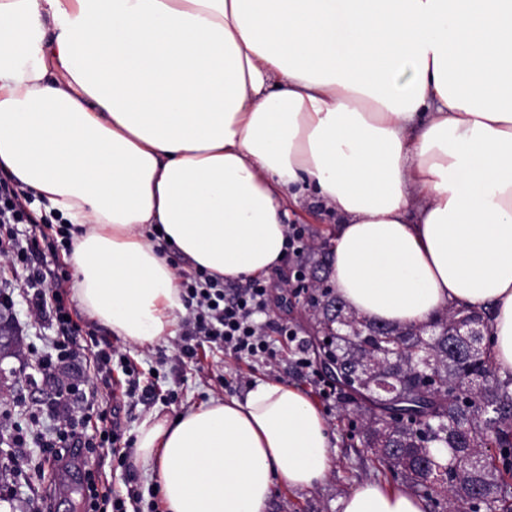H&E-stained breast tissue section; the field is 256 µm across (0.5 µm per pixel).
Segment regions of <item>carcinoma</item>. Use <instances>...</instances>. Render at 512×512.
Listing matches in <instances>:
<instances>
[{
    "instance_id": "obj_1",
    "label": "carcinoma",
    "mask_w": 512,
    "mask_h": 512,
    "mask_svg": "<svg viewBox=\"0 0 512 512\" xmlns=\"http://www.w3.org/2000/svg\"><path fill=\"white\" fill-rule=\"evenodd\" d=\"M325 249L314 243L309 252L316 288L306 306L317 332L309 342L361 419L363 447L431 512H512V372L494 367L488 337L462 329H486L490 312L451 308L431 331L368 321L325 286ZM435 443L448 448L447 463L432 454Z\"/></svg>"
}]
</instances>
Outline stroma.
Segmentation results:
<instances>
[{
    "mask_svg": "<svg viewBox=\"0 0 512 512\" xmlns=\"http://www.w3.org/2000/svg\"><path fill=\"white\" fill-rule=\"evenodd\" d=\"M290 221L301 228L305 238L332 239L338 220L318 204L312 193L299 197ZM68 292L67 305L78 329L71 339L79 348L75 359L77 377L85 382L95 376L91 342L111 347L125 354L138 370V384L128 387L112 402L110 418L117 425L118 447H133L138 425L155 411L172 414L199 405L212 398H244L257 380H274L303 390L324 413L332 435V464L326 479L309 489L276 487L267 512H339L337 503L365 481L388 482L391 474L379 465L375 454L362 445L360 423L356 416L337 407L335 401L320 397L315 370L298 373L294 367L295 345L282 336H275L277 356L269 363L237 359L210 344L198 346L194 358L180 357L178 346L182 326H175L172 336L154 345H134L112 334L111 330L90 318L81 308L73 291L74 271L57 255ZM34 268L31 263L0 259V284L6 285L10 300L8 312L17 334L22 339V352L0 366L10 370V390L0 395V412H8L10 420L20 422L24 430L52 432L54 422L43 415L30 420L26 408L46 402L52 394L50 381L44 374L41 360L53 352L58 336L51 325V314L40 319L31 316L29 281ZM153 385L155 396L146 400L140 388ZM8 474L0 481V512H83V495L89 480L109 483L117 494L140 495L139 512H162L161 495L144 469L133 458L81 453L66 457L64 467L45 460L40 448L30 443L17 447L7 435L0 433V466Z\"/></svg>",
    "mask_w": 512,
    "mask_h": 512,
    "instance_id": "1",
    "label": "stroma"
}]
</instances>
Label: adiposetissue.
I'll return each mask as SVG.
<instances>
[{
    "label": "adipose tissue",
    "instance_id": "obj_1",
    "mask_svg": "<svg viewBox=\"0 0 512 512\" xmlns=\"http://www.w3.org/2000/svg\"><path fill=\"white\" fill-rule=\"evenodd\" d=\"M0 170L69 226L76 296L129 343L185 311L167 251L268 273L309 191L339 218L346 306L394 326L491 310L512 372V0H0ZM331 447L270 380L135 440L166 512H266ZM338 506L426 510L370 481Z\"/></svg>",
    "mask_w": 512,
    "mask_h": 512
}]
</instances>
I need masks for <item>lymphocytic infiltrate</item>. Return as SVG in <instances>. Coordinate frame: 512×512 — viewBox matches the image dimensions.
<instances>
[{
	"label": "lymphocytic infiltrate",
	"instance_id": "obj_1",
	"mask_svg": "<svg viewBox=\"0 0 512 512\" xmlns=\"http://www.w3.org/2000/svg\"><path fill=\"white\" fill-rule=\"evenodd\" d=\"M30 204L24 191L0 175V224H28L39 228L40 219ZM33 279L49 295L58 331H70L74 322L67 317L64 280L58 270L43 264L34 272ZM181 286L186 299L194 300L196 306L184 322L182 342L178 346L180 356L194 357L196 343L208 342L219 345L237 358L267 361L275 357L276 351L267 337L265 325L256 320L271 303L273 288L270 283L252 279L245 287L231 289L225 287L223 280L197 268L185 274ZM113 357L112 350L101 348L96 351L94 386L73 383L65 378L58 380L55 400L49 411L55 420L57 439L64 447L90 448L97 442L110 446L116 443L115 429L104 428L98 436H89L86 431L77 430L73 414L76 402L97 396L99 389L111 388Z\"/></svg>",
	"mask_w": 512,
	"mask_h": 512
}]
</instances>
